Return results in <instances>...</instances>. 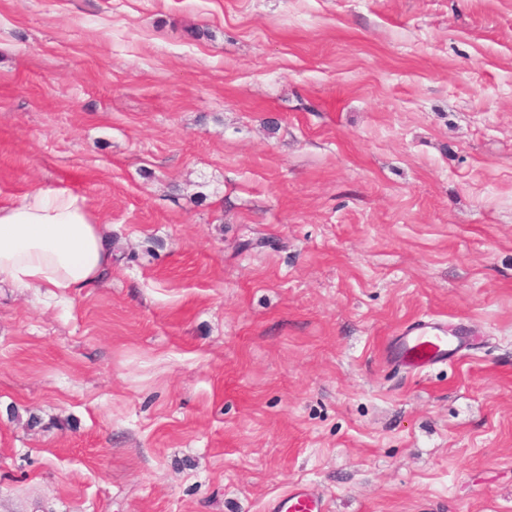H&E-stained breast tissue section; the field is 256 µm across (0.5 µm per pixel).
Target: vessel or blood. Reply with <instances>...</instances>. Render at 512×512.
<instances>
[{"mask_svg": "<svg viewBox=\"0 0 512 512\" xmlns=\"http://www.w3.org/2000/svg\"><path fill=\"white\" fill-rule=\"evenodd\" d=\"M471 344L464 328H453L435 322L418 320L393 336L384 350L394 365L420 373L431 366L448 361ZM272 512H327L323 495L305 484H297L280 495Z\"/></svg>", "mask_w": 512, "mask_h": 512, "instance_id": "b4317fda", "label": "vessel or blood"}]
</instances>
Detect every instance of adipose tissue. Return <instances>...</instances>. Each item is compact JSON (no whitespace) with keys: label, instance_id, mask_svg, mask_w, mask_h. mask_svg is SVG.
<instances>
[{"label":"adipose tissue","instance_id":"adipose-tissue-1","mask_svg":"<svg viewBox=\"0 0 512 512\" xmlns=\"http://www.w3.org/2000/svg\"><path fill=\"white\" fill-rule=\"evenodd\" d=\"M112 269V248L85 196L37 190L0 203V282L67 300Z\"/></svg>","mask_w":512,"mask_h":512}]
</instances>
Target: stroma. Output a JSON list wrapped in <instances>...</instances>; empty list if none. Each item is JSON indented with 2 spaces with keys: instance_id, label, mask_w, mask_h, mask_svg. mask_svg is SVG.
<instances>
[{
  "instance_id": "1",
  "label": "stroma",
  "mask_w": 512,
  "mask_h": 512,
  "mask_svg": "<svg viewBox=\"0 0 512 512\" xmlns=\"http://www.w3.org/2000/svg\"><path fill=\"white\" fill-rule=\"evenodd\" d=\"M56 188L118 259L0 286V512H512V0H0V201ZM471 345L464 328L435 322L416 320L393 336L384 350L394 365L420 373L431 366L448 362ZM271 512H327L323 495L306 484H296L280 495Z\"/></svg>"
}]
</instances>
